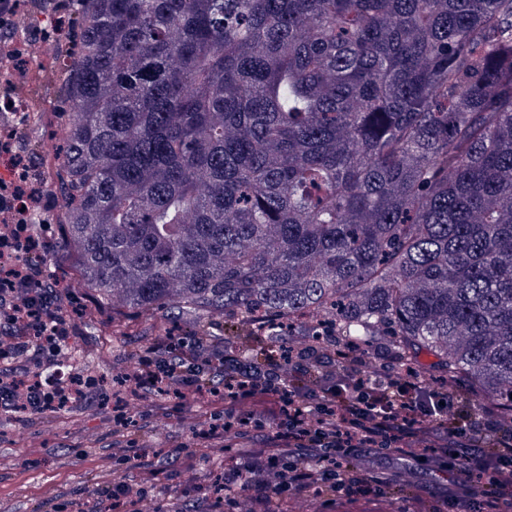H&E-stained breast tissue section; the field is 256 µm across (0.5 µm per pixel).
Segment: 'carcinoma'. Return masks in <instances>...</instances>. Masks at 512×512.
<instances>
[{
  "instance_id": "obj_1",
  "label": "carcinoma",
  "mask_w": 512,
  "mask_h": 512,
  "mask_svg": "<svg viewBox=\"0 0 512 512\" xmlns=\"http://www.w3.org/2000/svg\"><path fill=\"white\" fill-rule=\"evenodd\" d=\"M58 36L43 182L99 305L268 358L389 327L512 419V0H81Z\"/></svg>"
}]
</instances>
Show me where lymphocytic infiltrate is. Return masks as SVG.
Instances as JSON below:
<instances>
[{
	"label": "lymphocytic infiltrate",
	"instance_id": "f902f5d3",
	"mask_svg": "<svg viewBox=\"0 0 512 512\" xmlns=\"http://www.w3.org/2000/svg\"><path fill=\"white\" fill-rule=\"evenodd\" d=\"M9 131L0 132V155L13 158L10 176H0V202L12 198L46 211L49 198ZM47 242L19 212L0 205V353L15 359L37 354L62 364L74 329L68 314L71 296L57 290L39 259ZM311 368L279 360L256 368L234 353L212 351L200 341L166 336L138 354L133 370L120 377L132 396H169L176 404L208 399L224 418L198 433L203 444L236 435L246 418L240 403L273 399L276 430L260 434L243 466L224 473L221 489L255 490L258 512H274L275 499L288 492L332 486L365 494L395 483V470L411 467L423 489L438 504L462 512H512V436L497 428L495 407L471 414L426 389L417 377L397 380L364 375L348 362L336 375L312 379ZM90 383L71 373L49 377L37 370L0 369V409L32 413L60 409L72 401L100 406ZM385 450L383 468L366 467L347 478L342 463Z\"/></svg>",
	"mask_w": 512,
	"mask_h": 512
}]
</instances>
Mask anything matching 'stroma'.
I'll use <instances>...</instances> for the list:
<instances>
[{
  "instance_id": "stroma-1",
  "label": "stroma",
  "mask_w": 512,
  "mask_h": 512,
  "mask_svg": "<svg viewBox=\"0 0 512 512\" xmlns=\"http://www.w3.org/2000/svg\"><path fill=\"white\" fill-rule=\"evenodd\" d=\"M32 71L36 79L47 82L39 109L45 114L40 137L49 150L63 120L61 105L54 99L56 76L48 64L33 65ZM45 237L49 245L42 259L47 274L55 281L73 284L77 273L73 261L62 252V225L52 224ZM69 314L75 336L68 364L104 380L130 371L136 351L159 335L153 321L119 305L98 312L85 289H75ZM125 413L135 427L120 433L108 407L73 406L27 415L0 410V512H61L74 498L92 504L96 490L118 476L125 478L138 512H172L189 498L196 503L194 512H215V495L204 485L235 465L238 451H209L198 445L195 434L213 416V409L199 402L177 410L163 396L145 402L130 396ZM129 446L143 449L156 471L155 488L149 493L141 491L142 470L120 464L115 457L117 449ZM181 452L194 453V466L171 475L169 462ZM421 494L417 488L409 496L340 495L335 501L316 503L318 512H413L414 499Z\"/></svg>"
}]
</instances>
